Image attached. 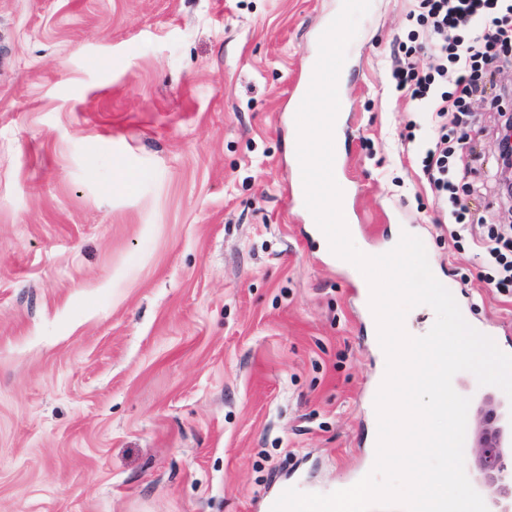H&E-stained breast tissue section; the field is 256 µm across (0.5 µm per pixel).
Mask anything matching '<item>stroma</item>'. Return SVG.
<instances>
[{
    "mask_svg": "<svg viewBox=\"0 0 512 512\" xmlns=\"http://www.w3.org/2000/svg\"><path fill=\"white\" fill-rule=\"evenodd\" d=\"M342 0H0V512H262L372 469L360 293L295 195L291 100ZM417 0H371L339 75L356 246L424 243L475 328L512 324L479 242L512 66L475 101L457 181L471 233L419 177L434 138L391 77ZM130 174L116 192L117 171ZM470 400L467 473L498 387Z\"/></svg>",
    "mask_w": 512,
    "mask_h": 512,
    "instance_id": "1",
    "label": "stroma"
}]
</instances>
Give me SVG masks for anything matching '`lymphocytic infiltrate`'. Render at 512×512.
I'll use <instances>...</instances> for the list:
<instances>
[{
	"mask_svg": "<svg viewBox=\"0 0 512 512\" xmlns=\"http://www.w3.org/2000/svg\"><path fill=\"white\" fill-rule=\"evenodd\" d=\"M420 7L418 20L430 30L428 48L438 63L422 71L409 59L392 78L397 90L428 112L437 132L421 160L422 175L439 199L451 203L448 234L457 241L470 233L469 209L455 194L448 127L465 125L471 100L494 87L505 48L512 44V0H420ZM480 245L483 281L512 290V225L489 228Z\"/></svg>",
	"mask_w": 512,
	"mask_h": 512,
	"instance_id": "lymphocytic-infiltrate-1",
	"label": "lymphocytic infiltrate"
}]
</instances>
